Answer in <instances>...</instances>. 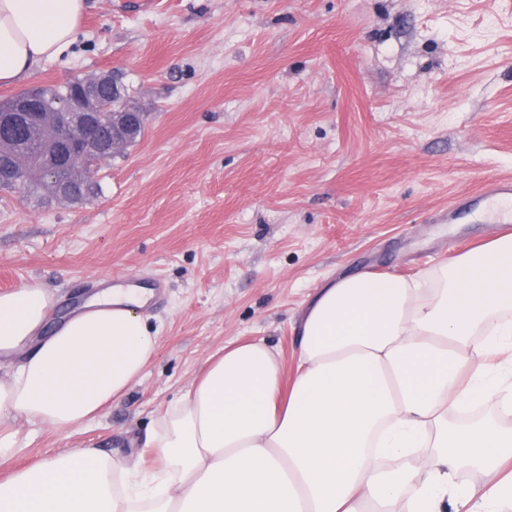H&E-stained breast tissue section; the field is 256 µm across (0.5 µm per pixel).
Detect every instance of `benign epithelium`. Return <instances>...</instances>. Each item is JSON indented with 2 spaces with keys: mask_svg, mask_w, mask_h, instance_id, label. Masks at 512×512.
Here are the masks:
<instances>
[{
  "mask_svg": "<svg viewBox=\"0 0 512 512\" xmlns=\"http://www.w3.org/2000/svg\"><path fill=\"white\" fill-rule=\"evenodd\" d=\"M109 85H116V75L100 73L80 83L75 99H59L50 108L55 117L54 131L48 145L34 162V169L59 195L68 187L65 176L75 158H82L86 176L94 177L101 161L126 148L128 135L136 127L130 113H114L110 115V138L104 143L98 139L96 124L89 114L111 111V107L98 96V90ZM32 107L37 113L43 111V98L38 91L29 93L17 105L0 109V142L15 128L32 126L29 116Z\"/></svg>",
  "mask_w": 512,
  "mask_h": 512,
  "instance_id": "benign-epithelium-1",
  "label": "benign epithelium"
}]
</instances>
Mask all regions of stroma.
Masks as SVG:
<instances>
[{
  "instance_id": "1",
  "label": "stroma",
  "mask_w": 512,
  "mask_h": 512,
  "mask_svg": "<svg viewBox=\"0 0 512 512\" xmlns=\"http://www.w3.org/2000/svg\"><path fill=\"white\" fill-rule=\"evenodd\" d=\"M79 38L0 86L118 73L143 136L103 161L97 196L0 190V292L144 287L157 355L81 427L18 420L0 478L69 448L140 476L144 441L204 362L264 341L286 369L326 280L411 276L508 232L449 206L512 179V0H85Z\"/></svg>"
}]
</instances>
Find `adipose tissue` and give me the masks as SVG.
I'll use <instances>...</instances> for the list:
<instances>
[{
	"instance_id": "adipose-tissue-1",
	"label": "adipose tissue",
	"mask_w": 512,
	"mask_h": 512,
	"mask_svg": "<svg viewBox=\"0 0 512 512\" xmlns=\"http://www.w3.org/2000/svg\"><path fill=\"white\" fill-rule=\"evenodd\" d=\"M85 0H0V83L74 43ZM152 293L106 288L51 334L56 299L0 293V456L18 419L67 430L157 353ZM284 377L264 342L225 346L156 420L150 479L70 448L0 481V512H506L512 506V235L406 278L326 283ZM474 469L479 484L462 481Z\"/></svg>"
}]
</instances>
